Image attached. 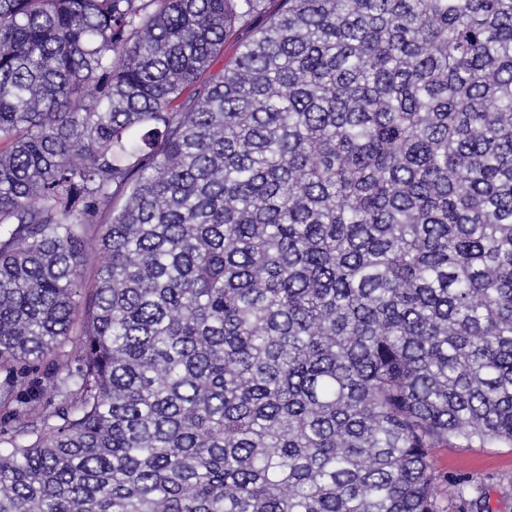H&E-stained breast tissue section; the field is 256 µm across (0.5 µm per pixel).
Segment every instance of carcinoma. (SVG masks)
Masks as SVG:
<instances>
[{"mask_svg":"<svg viewBox=\"0 0 512 512\" xmlns=\"http://www.w3.org/2000/svg\"><path fill=\"white\" fill-rule=\"evenodd\" d=\"M72 339L0 512H439L512 448V0H0V370ZM433 464L441 479V506L447 512H483L461 496L463 485L479 484L487 512H512V448H437Z\"/></svg>","mask_w":512,"mask_h":512,"instance_id":"obj_1","label":"carcinoma"}]
</instances>
